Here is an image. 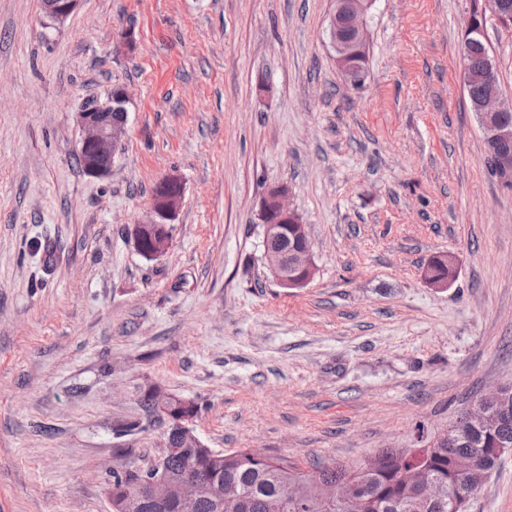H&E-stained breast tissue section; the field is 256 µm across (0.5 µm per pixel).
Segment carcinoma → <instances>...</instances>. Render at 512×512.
Wrapping results in <instances>:
<instances>
[{"label": "carcinoma", "mask_w": 512, "mask_h": 512, "mask_svg": "<svg viewBox=\"0 0 512 512\" xmlns=\"http://www.w3.org/2000/svg\"><path fill=\"white\" fill-rule=\"evenodd\" d=\"M490 58L483 38L465 41L464 74L470 102L490 91L502 90L501 83L491 87L482 79L481 64ZM167 402L169 422L167 441L181 452L171 455L167 469L180 476L197 468L205 484L200 512H226L218 502L247 503L246 512H466L458 507L477 493L479 473L498 465L496 451L506 444L512 447V407L497 412L496 422H469L458 414L455 429L441 440L417 426L419 445L415 448H385L356 467L325 466L303 472L293 466L279 467L253 459L246 450L212 453L187 441L181 423L196 417L197 406L175 395L154 388L142 398L146 409L155 410L157 399ZM134 472L112 471L108 494L114 500L143 499L145 492L133 480ZM329 480L347 487L352 503L339 505L321 501L315 483ZM437 484L443 498L424 497L422 485Z\"/></svg>", "instance_id": "1"}]
</instances>
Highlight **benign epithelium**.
<instances>
[{
	"label": "benign epithelium",
	"instance_id": "obj_1",
	"mask_svg": "<svg viewBox=\"0 0 512 512\" xmlns=\"http://www.w3.org/2000/svg\"><path fill=\"white\" fill-rule=\"evenodd\" d=\"M80 0H42L44 24L51 26L64 22L73 14ZM492 15L505 29L512 28V5L507 0H491ZM372 0H336L332 19L331 40L336 49V64L342 72L348 71L349 58L366 53L365 16ZM128 96L125 90L116 89L103 103L89 105L78 112L81 137L78 151L85 153L87 175L95 178L107 176L112 171L116 155L121 147L127 113L115 118L112 111L125 107ZM482 131L487 155L492 160V172L501 182L512 180V154L501 153L497 147L512 141V125L499 121L502 112H512V100L493 92L479 104ZM164 185L177 186L179 190L151 202V217L148 221L135 224L129 229L130 238L137 251L144 250L146 240H151L150 253L159 257L166 253L172 244L169 233H161L158 227H169L177 217V209L182 198L180 178L171 174L163 178ZM259 219L262 229L263 256L273 277L286 288H301L309 284L315 274L316 265L310 248L288 252L275 248L271 242L281 233L284 224L298 225V232L306 234V225L299 215L288 205V189L273 187L263 197ZM512 401V387L503 383L482 396L467 412L472 419L486 416L492 404L506 406ZM169 449L140 472L149 487L146 503L155 509L173 508L174 512H197L202 490L197 480L187 476L176 487L170 486L165 460Z\"/></svg>",
	"mask_w": 512,
	"mask_h": 512
}]
</instances>
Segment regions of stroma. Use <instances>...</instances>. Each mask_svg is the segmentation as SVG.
Masks as SVG:
<instances>
[{"instance_id":"obj_1","label":"stroma","mask_w":512,"mask_h":512,"mask_svg":"<svg viewBox=\"0 0 512 512\" xmlns=\"http://www.w3.org/2000/svg\"><path fill=\"white\" fill-rule=\"evenodd\" d=\"M474 0H373L352 87L334 0H0V512H108L194 402L217 450L352 467L411 448L512 381V189L484 163L463 78ZM135 47L116 49L122 31ZM485 39L512 98V30ZM128 93L111 173L77 165L86 99ZM178 174L172 245L128 234ZM276 186L317 265L282 287L258 220ZM452 259L448 287L426 283ZM139 421L143 431L118 427ZM468 512H512V453ZM81 0H42L44 24L51 26L64 22L73 14ZM135 471L137 470L119 472L117 469H113L112 483H110L108 490V494L112 497V500L142 501L145 492L144 489L133 480Z\"/></svg>"}]
</instances>
